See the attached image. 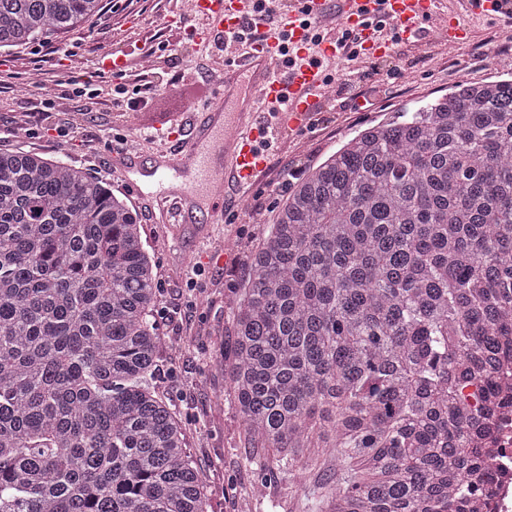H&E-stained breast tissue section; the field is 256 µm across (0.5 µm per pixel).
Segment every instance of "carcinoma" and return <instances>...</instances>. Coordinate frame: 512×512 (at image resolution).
I'll return each instance as SVG.
<instances>
[{"label":"carcinoma","mask_w":512,"mask_h":512,"mask_svg":"<svg viewBox=\"0 0 512 512\" xmlns=\"http://www.w3.org/2000/svg\"><path fill=\"white\" fill-rule=\"evenodd\" d=\"M102 0H0V48ZM137 211L0 150V512H208L155 382ZM512 337V78L458 81L297 180L239 288L224 392L307 512H481L472 473ZM335 462L319 484L310 478Z\"/></svg>","instance_id":"carcinoma-1"}]
</instances>
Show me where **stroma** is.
I'll list each match as a JSON object with an SVG mask.
<instances>
[{"mask_svg":"<svg viewBox=\"0 0 512 512\" xmlns=\"http://www.w3.org/2000/svg\"><path fill=\"white\" fill-rule=\"evenodd\" d=\"M155 2L144 0L141 13L128 14L117 31L112 16L123 4L102 0L103 10L90 27L59 37L54 54L41 43L13 52L0 50V61L28 63L15 84L0 91V149H34L56 158L58 141L50 123H40L38 135L22 139L13 135L12 127L16 113L34 111L44 100L40 73L59 63V50H68L73 61L91 64L115 49L157 68L155 80L162 92L140 111L114 105L106 112H91L83 99L63 101L64 109L83 115L67 160L111 182L113 192L127 198L140 214L159 288L155 318L164 349L156 381L185 421L188 448L197 463L204 470L221 471L220 477L206 482L211 512H303L302 496L287 470L264 479L244 467L249 444L241 423L231 405L215 406L224 391L220 349L231 339V316L248 273L249 253L269 232L296 175L307 173L358 131L395 120L418 102L446 94L460 79L486 82L512 71V24L453 12L443 2L422 23L413 54L389 61L369 59L357 75L344 64L333 65L322 122L305 134L284 138L269 154L271 176L259 190L263 209L252 211L251 196H244L236 223L228 224L223 215L212 214L211 201L201 191L197 214L176 235L163 221L154 184L145 181L140 191L131 190L123 149L131 143L144 153L165 149L157 129L189 127L195 109L208 104L211 78L222 63L215 56H200L180 28L170 25L167 13L155 9ZM451 17L466 30L465 39L444 36ZM205 224L210 236L202 243L197 230Z\"/></svg>","mask_w":512,"mask_h":512,"instance_id":"obj_1","label":"stroma"}]
</instances>
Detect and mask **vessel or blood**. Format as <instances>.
Instances as JSON below:
<instances>
[{
	"mask_svg": "<svg viewBox=\"0 0 512 512\" xmlns=\"http://www.w3.org/2000/svg\"><path fill=\"white\" fill-rule=\"evenodd\" d=\"M436 0H290L284 17L291 46L296 47L298 60L284 64L278 40L265 38L254 42L247 56H226L224 66L213 82L214 96L193 123V143L184 150H165L152 158L155 173L179 174L193 169L198 181L212 184L221 180L224 188L244 195L257 188L268 165V145L272 130L303 133L312 116L326 98L330 82L325 60L336 51L327 43L313 45L306 21L336 12L345 27L358 33L367 53L386 56L389 42L373 35V22L378 17L390 19L402 38L416 36L421 21L429 19ZM195 14L201 19L198 27L185 29L193 43L218 45L237 33L245 21L248 0H192ZM243 101L233 117L225 119L224 147L219 155H200L196 146L213 127L217 111L235 95ZM275 103L279 110L274 128H267L255 119L260 107ZM194 190L189 186L172 187L162 183L157 201L169 215L189 218Z\"/></svg>",
	"mask_w": 512,
	"mask_h": 512,
	"instance_id": "vessel-or-blood-1",
	"label": "vessel or blood"
}]
</instances>
